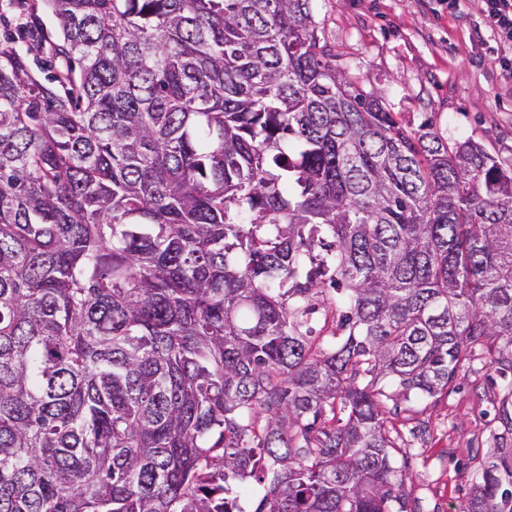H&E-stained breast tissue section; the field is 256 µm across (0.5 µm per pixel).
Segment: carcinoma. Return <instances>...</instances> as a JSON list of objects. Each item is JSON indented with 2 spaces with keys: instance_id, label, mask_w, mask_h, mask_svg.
<instances>
[{
  "instance_id": "obj_1",
  "label": "carcinoma",
  "mask_w": 512,
  "mask_h": 512,
  "mask_svg": "<svg viewBox=\"0 0 512 512\" xmlns=\"http://www.w3.org/2000/svg\"><path fill=\"white\" fill-rule=\"evenodd\" d=\"M44 5L48 83L0 43V512H408L388 414L512 373V171L313 0Z\"/></svg>"
}]
</instances>
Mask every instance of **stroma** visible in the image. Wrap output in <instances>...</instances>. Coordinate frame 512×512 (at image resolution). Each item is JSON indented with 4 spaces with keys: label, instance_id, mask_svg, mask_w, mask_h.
Instances as JSON below:
<instances>
[{
    "label": "stroma",
    "instance_id": "stroma-1",
    "mask_svg": "<svg viewBox=\"0 0 512 512\" xmlns=\"http://www.w3.org/2000/svg\"><path fill=\"white\" fill-rule=\"evenodd\" d=\"M318 35L363 89L381 91L408 130L430 124L449 142L473 139L512 164V49L485 27L478 0H314ZM0 22L45 40L59 32L43 0H0ZM467 363L423 415L398 411L388 426L408 451L406 491L417 512H460L483 463L512 449L501 439L499 386Z\"/></svg>",
    "mask_w": 512,
    "mask_h": 512
}]
</instances>
